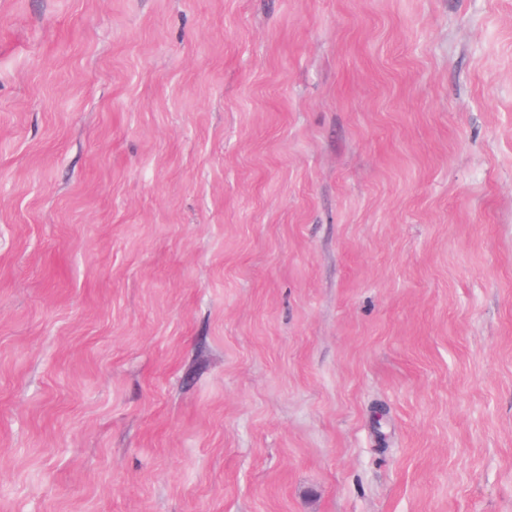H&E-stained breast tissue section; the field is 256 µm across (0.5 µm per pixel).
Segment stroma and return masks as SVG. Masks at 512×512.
I'll use <instances>...</instances> for the list:
<instances>
[{
	"label": "stroma",
	"instance_id": "1",
	"mask_svg": "<svg viewBox=\"0 0 512 512\" xmlns=\"http://www.w3.org/2000/svg\"><path fill=\"white\" fill-rule=\"evenodd\" d=\"M0 512H512V0H0Z\"/></svg>",
	"mask_w": 512,
	"mask_h": 512
}]
</instances>
